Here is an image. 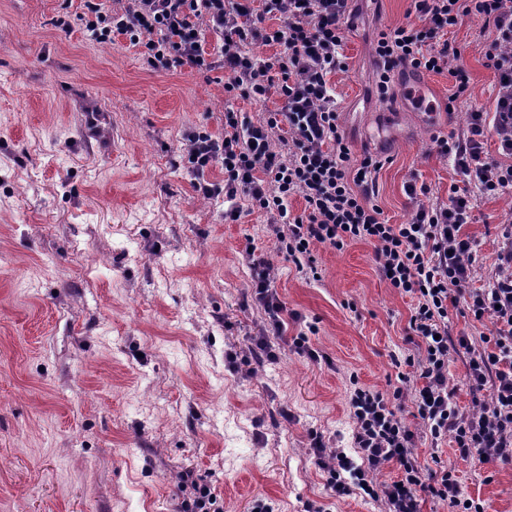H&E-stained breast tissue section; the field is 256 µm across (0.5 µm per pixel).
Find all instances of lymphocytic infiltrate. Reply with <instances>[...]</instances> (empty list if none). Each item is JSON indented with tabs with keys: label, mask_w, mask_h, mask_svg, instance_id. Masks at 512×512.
Masks as SVG:
<instances>
[{
	"label": "lymphocytic infiltrate",
	"mask_w": 512,
	"mask_h": 512,
	"mask_svg": "<svg viewBox=\"0 0 512 512\" xmlns=\"http://www.w3.org/2000/svg\"><path fill=\"white\" fill-rule=\"evenodd\" d=\"M352 0H84L83 19L99 42L125 36L140 46L150 67H190L197 73L220 70L225 93L256 102L278 88L280 109L252 122L231 104L224 107V134L207 129L186 136L183 161L195 177L196 192L223 197L226 220L238 221L244 205L262 211L280 253L296 269L317 272L314 251L343 249L353 242L370 244L377 271L389 286L416 296L406 328L418 347L421 383L395 389L391 397L363 386L350 392L352 445L325 455L322 435L310 446L321 457L327 483L337 497L361 490L384 504L386 512H421L424 497L448 502L452 512H486V503L465 495L454 470L423 465L416 452L418 433L432 442L452 438L463 458L478 463L512 462V216L500 224L501 246L488 283L472 282L479 266L477 243L465 231L475 223L478 195L512 191V0H411L416 22L378 30L375 90L388 98L400 66L425 73H448L454 80L447 110L468 99L470 78L460 50L448 32L472 16L491 37L483 46L496 74L492 110L471 105L460 133L438 137L440 156L452 160L462 177L447 201L426 202L427 187L408 183L414 205L404 224L387 223L375 175L384 161L375 154L353 157L339 130L336 92L331 81L346 70L342 45L352 27ZM217 42L206 51L205 33ZM274 47L261 57L254 45ZM497 153L489 155L488 140ZM218 166L223 182L206 180ZM301 196L302 213L290 198ZM245 261L251 271L248 297L263 308L268 335L288 330L286 307L271 279V266L254 250ZM463 294L474 320L486 322L479 342L448 332V299ZM466 351V377L472 407L460 409L448 391L451 347ZM411 403L421 424L412 430L402 416ZM398 476L378 481L386 465Z\"/></svg>",
	"instance_id": "1"
}]
</instances>
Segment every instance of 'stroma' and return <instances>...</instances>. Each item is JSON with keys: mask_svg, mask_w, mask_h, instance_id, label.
I'll list each match as a JSON object with an SVG mask.
<instances>
[{"mask_svg": "<svg viewBox=\"0 0 512 512\" xmlns=\"http://www.w3.org/2000/svg\"><path fill=\"white\" fill-rule=\"evenodd\" d=\"M410 0H362L336 72L340 123L354 154L387 162L378 205L407 223L410 178L447 200L461 177L433 137L461 131L468 104L491 108L495 75L480 22L448 33L470 77L468 104L444 114L453 81L427 74L435 110L370 97L368 39L410 22ZM82 0H0V512H176L193 471L217 512H384L359 492L339 498L309 446L349 448L351 379L391 396L416 367L406 327L415 298L380 279L374 250L315 251L318 272L279 253L262 212L224 221L223 198L196 194L180 162L185 136L224 133L223 72L151 68L124 36L92 40ZM97 111L89 124V111ZM512 193L477 200L467 231L485 269ZM271 264L288 311L315 324V362L271 337L255 364L261 306L242 305L246 247ZM488 512H512V463L476 467L419 435Z\"/></svg>", "mask_w": 512, "mask_h": 512, "instance_id": "stroma-1", "label": "stroma"}]
</instances>
